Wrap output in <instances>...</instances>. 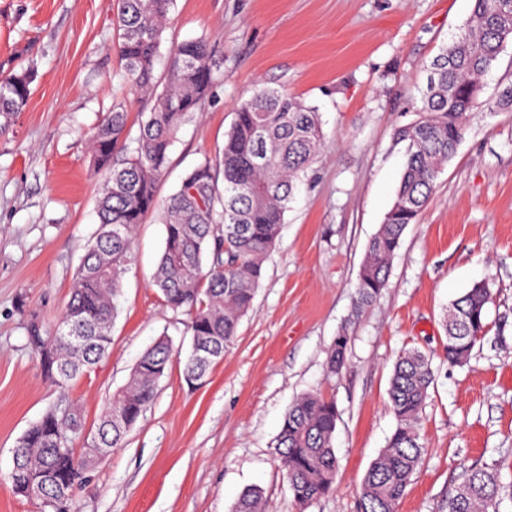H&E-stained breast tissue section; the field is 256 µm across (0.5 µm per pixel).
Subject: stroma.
Masks as SVG:
<instances>
[{"instance_id":"obj_1","label":"stroma","mask_w":512,"mask_h":512,"mask_svg":"<svg viewBox=\"0 0 512 512\" xmlns=\"http://www.w3.org/2000/svg\"><path fill=\"white\" fill-rule=\"evenodd\" d=\"M115 0H0V70L33 65L26 108L0 129V512H41L15 495L9 473L23 433L48 410L78 406L90 444L112 394L160 338L175 357L154 401L121 447L97 462L74 512H232L259 487L271 512H296L276 439L307 393L339 411L335 492L307 512H357L359 488L396 421L385 401L406 349L430 357L422 467L397 512H444L475 465L503 463L512 480V43L483 79L479 105L408 225L386 287L355 313V285L390 209L405 162L395 131L416 119L425 66L469 18L472 0H175L164 45L204 37L224 64L200 112L181 126L157 186L166 199L187 172L224 146L240 103L260 87L318 112L325 144L299 186L263 264L237 339L206 385L183 379L188 317L165 308L153 274L160 214L140 224L115 298L107 357L65 388L44 381L27 343L30 318L57 326L93 236L100 181L88 135L121 101L129 126L149 104L123 90ZM492 291L489 330L470 360H445L446 311L473 283ZM348 339L336 374L325 361Z\"/></svg>"}]
</instances>
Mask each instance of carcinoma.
<instances>
[{"instance_id":"cac0c4a2","label":"carcinoma","mask_w":512,"mask_h":512,"mask_svg":"<svg viewBox=\"0 0 512 512\" xmlns=\"http://www.w3.org/2000/svg\"><path fill=\"white\" fill-rule=\"evenodd\" d=\"M175 0H117L116 50L121 80L147 97L150 111L131 136L127 113L116 103L88 140L97 172L98 228L74 279L58 328L48 332L35 320L28 343L44 378L65 387L102 361L112 344L114 298L131 262L138 225L161 211L164 248L153 276L162 304L190 315L191 350L184 378L205 377L235 343L241 318L250 309L267 253L275 245L285 214L325 136L318 116L298 98L261 89L244 101L224 140L222 155L204 157L164 202L157 183L185 118L201 110L211 94L218 62L204 38L182 41L169 51L165 74L156 75L163 33ZM512 41V0H474L459 36L427 65L428 83L418 118L399 128L406 161L394 201L369 241L356 284L355 312L369 307L385 288L389 261L405 229L418 221L443 166L456 150L477 106L478 79ZM34 68L0 74V117L22 111L31 96ZM492 292L479 281L448 309L451 340L448 364L461 365L487 332ZM79 336L76 345L66 340ZM347 341L331 348L327 370L345 361ZM173 359L160 339L112 394L96 427L100 448L121 447L156 396V386ZM429 358L407 350L391 374L387 408L396 425L387 446L367 469L359 492L361 512H397L423 457L420 424L433 382ZM121 412L115 417L113 411ZM339 419L334 401L299 397L284 417L276 448L293 501L305 512L336 488L339 468L333 440ZM81 429L78 409L51 410L18 441L10 472L15 493L36 475L51 471L58 483L45 496L72 512L75 489L92 466L88 452L77 453L71 436ZM505 485L497 468H473L448 493L446 512H498ZM233 512H269L258 488L244 491Z\"/></svg>"}]
</instances>
